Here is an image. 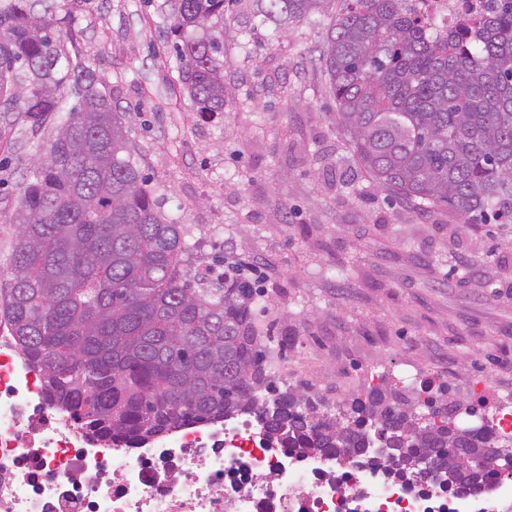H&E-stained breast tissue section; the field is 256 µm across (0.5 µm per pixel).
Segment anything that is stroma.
<instances>
[{"label":"stroma","instance_id":"stroma-1","mask_svg":"<svg viewBox=\"0 0 512 512\" xmlns=\"http://www.w3.org/2000/svg\"><path fill=\"white\" fill-rule=\"evenodd\" d=\"M65 47L125 115L136 160L194 245L191 270L260 266L264 318L286 335L281 385L347 403L381 374L484 377L512 389V224H467L382 188L353 152L317 63L342 0L260 22L255 0L224 17V109L183 91L163 0H56ZM63 118L0 143V271L20 184Z\"/></svg>","mask_w":512,"mask_h":512}]
</instances>
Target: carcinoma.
I'll return each mask as SVG.
<instances>
[{"label": "carcinoma", "mask_w": 512, "mask_h": 512, "mask_svg": "<svg viewBox=\"0 0 512 512\" xmlns=\"http://www.w3.org/2000/svg\"><path fill=\"white\" fill-rule=\"evenodd\" d=\"M179 81L196 111H224V11L232 0H166ZM323 0H256L262 20H300ZM410 0H343L318 63L359 161L383 187L465 221L512 223V0H489L473 44L431 38ZM70 12L0 0V137L67 112L23 182L0 289V321L43 372L56 406L108 441L146 442L191 421L248 414L282 448L341 454L383 448L393 474L453 491L482 486L497 453L463 428L474 405L385 375L335 418L326 403L277 385L274 343L258 323V281L229 268L186 279L188 231L160 210L123 113L94 71L72 62ZM75 102L64 108L67 95ZM440 464L417 466L425 456Z\"/></svg>", "instance_id": "cac0c4a2"}]
</instances>
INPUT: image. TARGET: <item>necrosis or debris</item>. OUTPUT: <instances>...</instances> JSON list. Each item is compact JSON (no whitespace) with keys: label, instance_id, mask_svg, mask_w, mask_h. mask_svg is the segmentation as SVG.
<instances>
[{"label":"necrosis or debris","instance_id":"1","mask_svg":"<svg viewBox=\"0 0 512 512\" xmlns=\"http://www.w3.org/2000/svg\"><path fill=\"white\" fill-rule=\"evenodd\" d=\"M414 7L433 36L465 19L480 40L488 17L480 0ZM481 435L494 449L512 441V394ZM488 472V491L442 493L386 476L358 452L268 444L250 417L191 422L142 445L96 442L0 335V512H512V477Z\"/></svg>","mask_w":512,"mask_h":512}]
</instances>
